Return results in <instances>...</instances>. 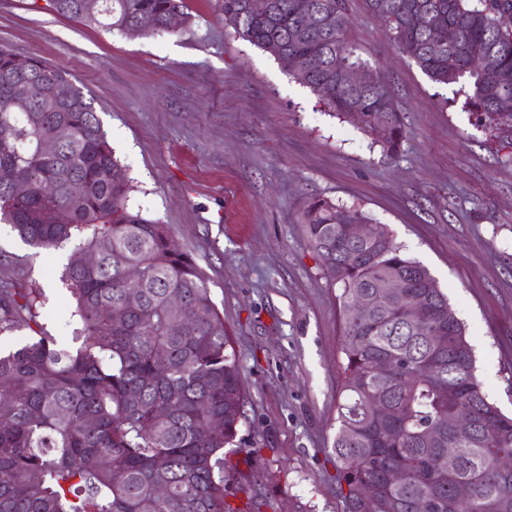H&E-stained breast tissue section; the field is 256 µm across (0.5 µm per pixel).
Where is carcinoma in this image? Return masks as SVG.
<instances>
[{
	"mask_svg": "<svg viewBox=\"0 0 512 512\" xmlns=\"http://www.w3.org/2000/svg\"><path fill=\"white\" fill-rule=\"evenodd\" d=\"M51 10L89 26L123 31L144 15L151 33L168 31L184 0H100L85 17L81 0H47ZM224 25L278 63L317 59L289 71L325 107L369 136L383 126V153L406 138L381 74L353 87L345 72L361 64L345 38V0H217ZM402 52L436 84L467 92L476 123L512 129V0H367ZM454 44H434L443 27ZM0 49V221L29 246L78 245L62 275L74 302L72 345L42 322L44 290L22 269L0 279V512H260L234 507L224 448L245 419L239 363L204 274L174 244L168 224L128 207L124 166L114 156L93 99L70 75ZM72 85L69 100L46 108L45 84ZM23 100L27 111L17 110ZM52 140L57 152L45 156ZM28 183L21 197L9 192ZM72 180L83 193H69ZM370 219L355 206L310 201L304 230L324 275L338 289L343 323L333 441L344 512H512V417L476 375L474 349L448 296L419 261L401 252L385 224L367 240L347 233ZM139 271L132 283L126 273ZM402 296L367 314L362 294L391 279ZM180 294L184 306L169 303ZM169 366L155 367L157 350ZM224 419V430L211 428ZM468 424L464 433L443 420ZM457 448L448 465V443ZM403 473L399 483L389 473ZM460 485L470 488L465 498Z\"/></svg>",
	"mask_w": 512,
	"mask_h": 512,
	"instance_id": "1",
	"label": "carcinoma"
}]
</instances>
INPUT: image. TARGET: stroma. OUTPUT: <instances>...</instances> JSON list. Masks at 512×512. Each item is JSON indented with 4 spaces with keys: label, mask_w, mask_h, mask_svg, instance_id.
Returning a JSON list of instances; mask_svg holds the SVG:
<instances>
[{
    "label": "stroma",
    "mask_w": 512,
    "mask_h": 512,
    "mask_svg": "<svg viewBox=\"0 0 512 512\" xmlns=\"http://www.w3.org/2000/svg\"><path fill=\"white\" fill-rule=\"evenodd\" d=\"M190 27L131 36L63 18L46 0H0V46L65 70L94 101L130 180L128 205L171 225L232 339L246 396L236 447L263 512H342L333 440L342 385L337 288L304 233L314 199L357 206L422 262L466 326L477 374L512 415V132L475 122L366 0L346 37L380 68L407 137L388 159L328 114L269 54L225 27L215 0H184ZM0 276L21 260L71 335L61 283L70 250L47 252L0 223Z\"/></svg>",
    "instance_id": "obj_1"
}]
</instances>
